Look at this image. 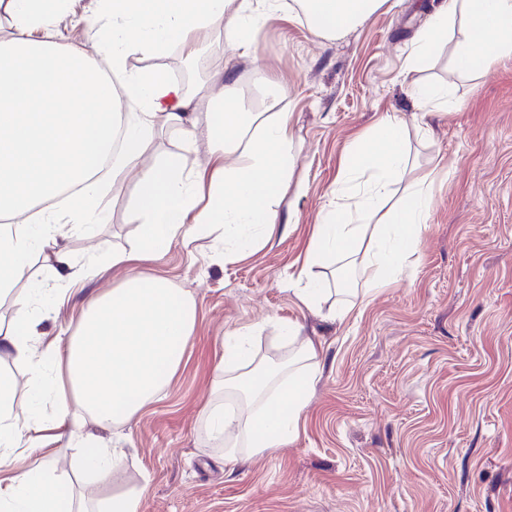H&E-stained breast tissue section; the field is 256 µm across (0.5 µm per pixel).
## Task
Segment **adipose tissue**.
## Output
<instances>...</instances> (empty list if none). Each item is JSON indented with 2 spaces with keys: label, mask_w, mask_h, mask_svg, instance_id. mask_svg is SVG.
<instances>
[{
  "label": "adipose tissue",
  "mask_w": 512,
  "mask_h": 512,
  "mask_svg": "<svg viewBox=\"0 0 512 512\" xmlns=\"http://www.w3.org/2000/svg\"><path fill=\"white\" fill-rule=\"evenodd\" d=\"M8 2L15 33L0 39V216L16 217L17 222L0 226V292L24 276L36 253L54 283L82 277L70 253L57 244L56 231L65 219L86 227L101 222L95 174L106 157L112 160L113 178L135 180L142 226L141 247L113 252V264L131 267L212 224L224 228L228 258L248 253L255 236L272 237L277 217L273 204L294 165L291 115L279 111V94L268 101L274 120L249 142L248 163L238 167L230 158L238 149L242 113L193 102L161 74L127 72L125 61L133 54L159 55L174 38L187 55H195L199 36L219 26L239 49H249L260 23L284 9L283 0H110L112 33L98 60L53 41L49 0ZM297 3L315 34L338 37L363 24L385 0ZM445 40L453 44L459 75L489 74L497 61L512 57V0H448L418 31L404 62L405 74L418 72ZM107 67L126 74L127 97L135 111H122L103 74ZM159 126L188 136L205 127L214 163L209 181L186 172L178 156L136 166L147 138ZM404 130L401 119H382L344 155L342 183L359 179L363 190L355 208L336 207L313 227L294 290L306 308L320 305L330 261L359 264L368 288L376 290L392 281L415 253L430 207L428 178L406 184L401 204L386 213L380 210L394 186L405 184ZM66 182L81 189L69 195L60 211L55 201ZM39 323L28 309H20L0 333V349L14 353L35 374L63 359L71 397L57 405L58 424L66 423L73 403L106 423L129 420L167 384L194 331L195 308L190 296L167 281L131 269L121 285L88 303L65 347L36 351ZM316 377L313 369L295 372L272 393L250 378L240 379V388L259 396V403L238 414L210 406L212 434L223 439L236 429L248 438L255 455L285 447L298 434ZM14 396L13 381L0 375L1 448H14L29 427L14 413ZM44 470L37 465L0 486V512H139L140 498L132 494L84 507L69 486L47 489Z\"/></svg>",
  "instance_id": "adipose-tissue-1"
}]
</instances>
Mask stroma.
Segmentation results:
<instances>
[{
    "label": "stroma",
    "instance_id": "stroma-1",
    "mask_svg": "<svg viewBox=\"0 0 512 512\" xmlns=\"http://www.w3.org/2000/svg\"><path fill=\"white\" fill-rule=\"evenodd\" d=\"M446 3L386 0L338 39L280 11L261 23L245 56L218 27L202 35L195 56L174 40L160 55L128 58L131 72L188 70L182 88L204 103L235 80L238 112L262 111L272 83L283 86L279 108L292 115L295 163L277 228L241 258L224 259L222 230L212 227L138 263L143 275L190 294L196 324L159 397L126 422L102 426L82 413L55 429L58 366L36 377L0 350L16 413L38 422L1 475L34 467L37 455L24 449L39 445L50 453L52 480L87 500L139 495L140 512H512V58L488 75L461 76L447 43L407 78L403 62L417 31ZM106 22L97 0H68L53 28L63 45L92 55ZM414 80L447 88L454 106L422 112ZM392 115L407 126L411 175L432 178L417 251L388 287L363 295L356 275L351 294L330 292L306 308L291 286L314 224L336 206L341 160ZM210 151L205 128L191 139L165 128L137 164L180 154L194 172L208 167ZM136 196L134 181L102 179L103 221L88 229L62 224L56 235L77 264L94 256L97 265L58 302L50 291L32 294V283L47 279L41 256L32 255L26 275L0 295V327L24 303L41 320L36 347L72 335L83 307L126 277L111 256L140 244ZM341 305L351 308L343 319L332 314ZM291 321L322 343L299 433L255 456L240 438V460H226L205 409L214 402L237 412L247 402L234 392L235 371L222 365L224 345L239 329L258 328L253 365L269 367L279 387L298 350L281 334ZM84 438L124 449L112 479L79 471Z\"/></svg>",
    "mask_w": 512,
    "mask_h": 512
}]
</instances>
